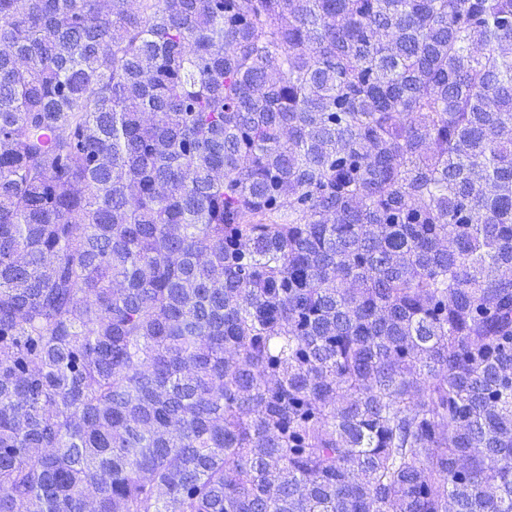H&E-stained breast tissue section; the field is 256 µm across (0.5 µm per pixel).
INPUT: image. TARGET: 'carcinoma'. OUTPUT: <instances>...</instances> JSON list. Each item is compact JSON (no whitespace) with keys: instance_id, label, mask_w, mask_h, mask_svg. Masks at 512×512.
<instances>
[{"instance_id":"obj_1","label":"carcinoma","mask_w":512,"mask_h":512,"mask_svg":"<svg viewBox=\"0 0 512 512\" xmlns=\"http://www.w3.org/2000/svg\"><path fill=\"white\" fill-rule=\"evenodd\" d=\"M512 512V0H0V512Z\"/></svg>"}]
</instances>
